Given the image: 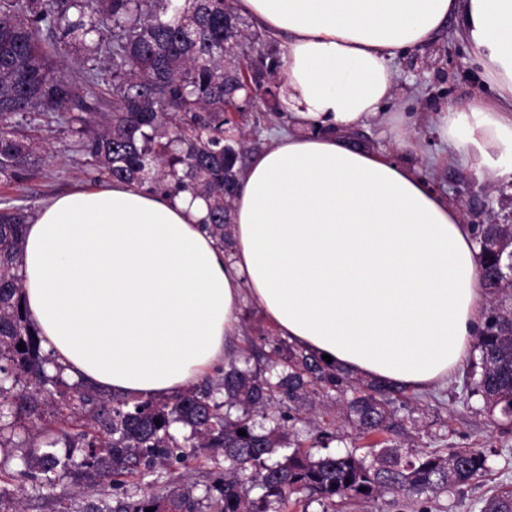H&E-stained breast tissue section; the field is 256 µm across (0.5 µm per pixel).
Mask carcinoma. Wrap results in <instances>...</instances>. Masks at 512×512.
Segmentation results:
<instances>
[{
  "mask_svg": "<svg viewBox=\"0 0 512 512\" xmlns=\"http://www.w3.org/2000/svg\"><path fill=\"white\" fill-rule=\"evenodd\" d=\"M260 44L262 34L245 25L233 0H0V179L21 183L50 165L55 151L38 131L55 123L78 137L86 175L201 196L209 204L207 228L224 241V201L235 197L247 138L226 113L278 101L266 76L279 60L252 58ZM77 46L86 54L75 78L64 63ZM29 219L22 208L0 207V447L19 418L45 407L81 428L82 452L60 459L56 442L34 422L25 430L39 448L23 460L22 474L41 486L67 479L83 489L118 490L122 475L185 467L211 449L224 453V475L202 498L191 485L167 484L142 495L124 492L111 505L92 502L85 512H278L297 495L327 505L389 493L437 497L485 470L477 448L402 452L409 435L395 401L406 388L335 371L278 339L272 355L288 365L274 375L232 366L163 401L131 404L67 383L20 310ZM471 232L498 304L476 336L470 393L481 397L488 418L512 425V282L499 276L506 253L496 249L512 237V224H474ZM333 392L338 418L358 437H382L368 465L352 453L316 458L290 449L286 423L303 412L315 416L316 442L336 437L316 420ZM226 408L239 415L231 418ZM257 416L271 426L256 424ZM175 424L190 435L177 438ZM481 512H512V491L487 497Z\"/></svg>",
  "mask_w": 512,
  "mask_h": 512,
  "instance_id": "cac0c4a2",
  "label": "carcinoma"
}]
</instances>
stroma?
I'll use <instances>...</instances> for the list:
<instances>
[{"label": "stroma", "instance_id": "1", "mask_svg": "<svg viewBox=\"0 0 512 512\" xmlns=\"http://www.w3.org/2000/svg\"><path fill=\"white\" fill-rule=\"evenodd\" d=\"M394 68L397 74L392 100L383 114L352 129L363 146L391 148L388 134L389 119H404L413 126L420 152L407 157L412 170L429 180L436 189L462 201L464 209L475 211L492 208L498 217L512 213V181L489 187L473 169L451 165L433 171L431 155L441 145L432 131V120L447 103L467 107L473 98L486 94L480 78V68L469 56L460 36L458 19H449L437 36L427 45L400 54ZM75 136L65 129L53 134L56 150L54 162L48 170L35 172L27 182L15 184L0 181V200L28 211H36L50 197L76 188L90 187L83 173L85 156L76 151ZM471 380L466 371H459L446 388L430 392L411 393L405 404L399 405V415H413L417 421L412 431L411 448L415 451L435 448H477L484 452L488 469L461 489L440 495L436 500L425 496L388 494L369 504H351L345 507H323L316 502H290L287 512H420L429 507L431 512H480L481 502L487 496L512 490V433H504L490 424L481 413L482 402L470 394ZM330 429L338 438L328 447L314 445L308 427L298 421L290 430L297 435L302 449L314 455L336 452L345 447L354 450L357 457L371 460L374 451L366 441L353 439L351 430L333 414H326ZM27 445L17 444L0 448V512H84L88 503L111 500L112 487L96 488L85 495L70 482L63 481L52 487H41L21 473V458ZM190 476L172 469L158 474L159 482L175 485L191 482L195 495H202L206 484L224 471V456L219 452L200 455L190 463Z\"/></svg>", "mask_w": 512, "mask_h": 512}]
</instances>
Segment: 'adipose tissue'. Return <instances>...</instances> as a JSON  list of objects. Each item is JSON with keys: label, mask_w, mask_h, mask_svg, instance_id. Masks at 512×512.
<instances>
[{"label": "adipose tissue", "mask_w": 512, "mask_h": 512, "mask_svg": "<svg viewBox=\"0 0 512 512\" xmlns=\"http://www.w3.org/2000/svg\"><path fill=\"white\" fill-rule=\"evenodd\" d=\"M280 43L299 134L253 152L226 244L191 192L112 182L56 196L25 227L24 309L68 378L162 399L226 364L245 306L354 377L423 392L467 361L489 296L461 207L346 134L391 99L393 62L462 20L489 96L436 114V135L489 185L512 179V0H235Z\"/></svg>", "instance_id": "1"}]
</instances>
